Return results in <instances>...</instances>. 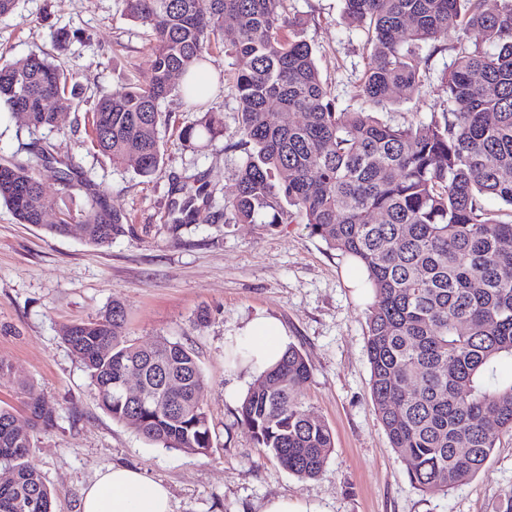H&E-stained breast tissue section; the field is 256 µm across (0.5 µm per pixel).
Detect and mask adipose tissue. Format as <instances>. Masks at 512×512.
I'll use <instances>...</instances> for the list:
<instances>
[{
    "mask_svg": "<svg viewBox=\"0 0 512 512\" xmlns=\"http://www.w3.org/2000/svg\"><path fill=\"white\" fill-rule=\"evenodd\" d=\"M241 367L262 373L288 348L283 325L275 318L253 319L234 339ZM80 512H173L168 488L139 470L115 466L98 473L82 492Z\"/></svg>",
    "mask_w": 512,
    "mask_h": 512,
    "instance_id": "obj_1",
    "label": "adipose tissue"
}]
</instances>
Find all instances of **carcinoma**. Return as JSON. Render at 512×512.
<instances>
[{
    "label": "carcinoma",
    "mask_w": 512,
    "mask_h": 512,
    "mask_svg": "<svg viewBox=\"0 0 512 512\" xmlns=\"http://www.w3.org/2000/svg\"><path fill=\"white\" fill-rule=\"evenodd\" d=\"M151 31L145 81L101 97L91 140L116 165L141 176L163 163L162 103L177 97L201 113L187 143L224 135L197 75L224 45L235 58L237 146L246 157L237 191L224 204L236 224L304 219L331 250L358 261L375 302L366 351L374 410L391 448L421 492H446L479 472L500 433L512 431V381L494 364L512 358V0H344L347 19L364 26L368 68L361 96L377 106L409 100L448 30L453 47L448 102L416 127L386 123L338 106L302 38V22L282 0H118ZM236 24L224 28V18ZM190 74L183 84L171 74ZM68 108V73L44 50L0 68V102L24 113L33 130L53 129L44 101ZM68 190H84L85 241L106 247L130 232L125 217L91 191L72 162L54 170ZM181 212L195 219L204 187H189ZM494 199L500 208H487ZM0 201L20 224L68 233V214L47 223V202L31 166L0 164ZM126 311L114 303L96 320L65 327L63 340L112 419L150 442L188 454L213 448L201 402L206 379L193 352L162 338L125 339ZM140 379V401L120 382ZM310 378L304 356L288 347L244 396L241 423L289 473L320 477L334 448L326 422L298 393ZM24 413L0 406V512H53L43 476L28 463L34 433L54 425L56 408L22 385Z\"/></svg>",
    "instance_id": "cac0c4a2"
}]
</instances>
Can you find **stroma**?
Returning a JSON list of instances; mask_svg holds the SVG:
<instances>
[{
  "label": "stroma",
  "mask_w": 512,
  "mask_h": 512,
  "mask_svg": "<svg viewBox=\"0 0 512 512\" xmlns=\"http://www.w3.org/2000/svg\"><path fill=\"white\" fill-rule=\"evenodd\" d=\"M300 18L321 75L342 107L361 109L368 66L365 33L343 16V0H283ZM73 37L56 60L74 73L79 102L58 111L52 131L31 132L20 117L0 112V163L29 162L52 209L66 191L52 160L75 159L133 233L111 246L86 244L80 229L55 237L16 221L0 204V405L23 408L21 382L55 405L52 429L38 432L29 457L53 493V512H78L81 494L98 472L126 466L168 486L173 512H263L288 496L315 512H498L512 488V433L501 434L485 464L448 492L422 493L410 483L373 408L366 352L370 291L350 261L310 234L303 220L290 224H236L223 211L236 193L238 113L234 58H214L223 86L211 106L224 116V135L190 148L180 133L197 118L180 99L160 137L163 167L143 177L113 166L90 143L86 113L96 100L143 80L151 48L143 27L121 16L116 0H20L0 17V56L12 60L49 46L58 29ZM454 59L431 57L418 95L386 106L381 116L415 125L441 111ZM53 145L52 160L39 154ZM201 178L212 196L196 221L175 225V183ZM127 313L125 336L148 345L166 338L193 350L205 374L203 405L214 439L212 452L162 448L97 404L91 380L62 339L64 326L104 315L112 302ZM205 322H198L199 312ZM279 319L290 345L303 354L311 376L299 393L332 429L335 447L324 473L301 479L285 470L239 422L242 396L256 376L224 363L227 340L257 314Z\"/></svg>",
  "instance_id": "1"
}]
</instances>
